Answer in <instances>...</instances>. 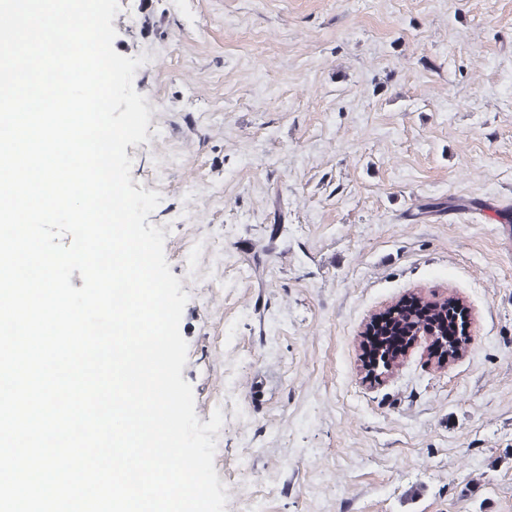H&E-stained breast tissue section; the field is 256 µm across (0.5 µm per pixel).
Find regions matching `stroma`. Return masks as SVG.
<instances>
[{
  "instance_id": "obj_1",
  "label": "stroma",
  "mask_w": 512,
  "mask_h": 512,
  "mask_svg": "<svg viewBox=\"0 0 512 512\" xmlns=\"http://www.w3.org/2000/svg\"><path fill=\"white\" fill-rule=\"evenodd\" d=\"M119 2L225 512H512V0ZM416 292L466 352L364 381ZM444 303V311L450 312V314L456 313V317L454 319V331L455 334L453 336V340H455V348L457 349V353L455 357L461 355L464 351L467 350L468 347V325L470 321V311L469 308L463 303L462 300L457 298L446 296L444 298L438 299V301L432 302L433 305H436V309L440 307V305ZM460 315L462 317L463 325L461 326Z\"/></svg>"
}]
</instances>
